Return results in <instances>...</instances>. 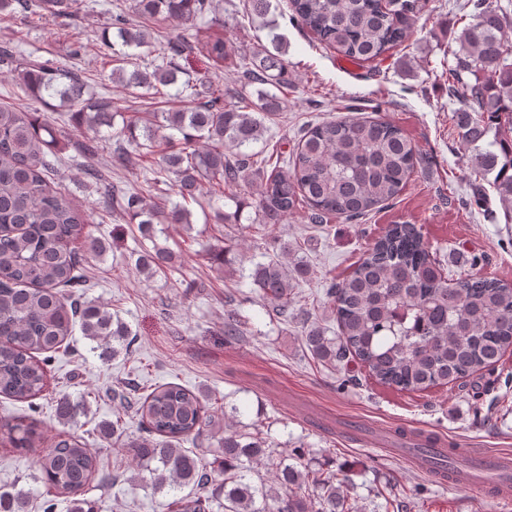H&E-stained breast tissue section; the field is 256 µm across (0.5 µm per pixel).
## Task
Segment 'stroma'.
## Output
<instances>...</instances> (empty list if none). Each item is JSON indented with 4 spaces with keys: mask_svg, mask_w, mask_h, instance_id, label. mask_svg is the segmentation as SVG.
Instances as JSON below:
<instances>
[{
    "mask_svg": "<svg viewBox=\"0 0 512 512\" xmlns=\"http://www.w3.org/2000/svg\"><path fill=\"white\" fill-rule=\"evenodd\" d=\"M130 0H78L72 12L34 22L22 16L0 18V44L17 43L27 55L60 60L81 72L88 84L112 99L117 112H149L145 90L126 89L103 67L101 33L116 9ZM247 0H215V15L234 49L223 67H211L196 48L180 60L199 94L215 86L232 88L230 102L255 99L254 86L235 70L267 33L245 10ZM468 0H421L420 16L405 41L383 59L353 62L324 47L314 34L289 18L287 0H271L286 40L288 83L277 89L280 110L263 121L260 139L251 144L259 157L287 163L308 125L345 116L380 118L401 127L417 146L421 162L393 203L363 220L333 218L309 223L297 212L275 228L260 230L257 190L240 186L248 200L236 224L206 222L214 201L191 203V225L172 224L167 244L180 257L173 271L148 275L136 265L140 249L134 225L107 203L101 186L83 180L78 151L82 139L69 115L49 118L60 140L55 183L86 215L90 233L107 251L86 258L87 296L130 325L131 350L104 360L82 334H74L47 366V386L32 402L0 396V416H26L42 431L39 447L25 451L0 443V491L28 493L31 512H42L37 459L57 435L82 437L101 469L127 473L120 446L98 434L101 422L114 420L116 397L125 382L144 387L174 383L237 406L236 425L271 441L276 457L300 471L345 475L338 489L353 512H512V499L485 502L474 491L436 482L397 455L381 451V441L402 427L443 442L449 448L512 450V349L496 369L468 378L463 386L406 392L382 386L357 366L331 368L308 350L302 333L319 325L335 336L337 326L325 306L324 290L343 279L387 225L409 222L446 273L481 274L512 282V219H507L493 188L474 170V150L459 136L455 114L460 96L448 92L452 50ZM106 181L139 190L148 201L156 194L153 176L138 152L125 167H112L109 153L96 161ZM287 243L291 258L308 265L288 305L274 316L268 302L253 296L239 272L278 253ZM223 250V264L211 255ZM237 308L240 335L224 334V317ZM84 399L86 410L60 422L61 395ZM86 499L94 512H168L172 496L156 494L127 480L90 485Z\"/></svg>",
    "mask_w": 512,
    "mask_h": 512,
    "instance_id": "1",
    "label": "stroma"
}]
</instances>
